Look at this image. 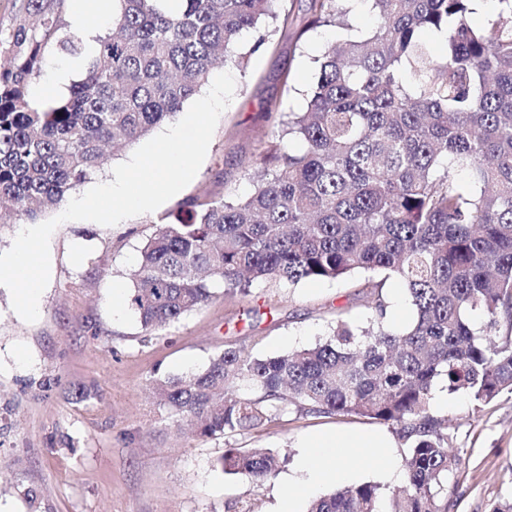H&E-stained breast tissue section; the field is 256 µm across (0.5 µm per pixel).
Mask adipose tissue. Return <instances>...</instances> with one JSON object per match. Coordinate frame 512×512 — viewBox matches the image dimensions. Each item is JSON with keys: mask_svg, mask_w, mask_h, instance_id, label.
Wrapping results in <instances>:
<instances>
[{"mask_svg": "<svg viewBox=\"0 0 512 512\" xmlns=\"http://www.w3.org/2000/svg\"><path fill=\"white\" fill-rule=\"evenodd\" d=\"M393 445V439L379 431H325L308 436L304 441L303 463L288 478L290 490L282 512H296V500L323 482L349 480L352 475L349 460L385 458Z\"/></svg>", "mask_w": 512, "mask_h": 512, "instance_id": "adipose-tissue-1", "label": "adipose tissue"}]
</instances>
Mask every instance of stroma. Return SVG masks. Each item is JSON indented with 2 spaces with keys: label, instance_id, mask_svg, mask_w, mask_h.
<instances>
[{
  "label": "stroma",
  "instance_id": "1",
  "mask_svg": "<svg viewBox=\"0 0 512 512\" xmlns=\"http://www.w3.org/2000/svg\"><path fill=\"white\" fill-rule=\"evenodd\" d=\"M281 11L289 19L270 22L266 45L255 47V33L246 32L237 47L244 63L223 64L236 80L234 97L182 191L113 226L60 224L36 322H25L0 288V512H278L308 435L379 430L364 418L291 410L254 430L201 437L177 430L152 395L156 381L203 370L225 347L279 355L324 341L338 319L365 322L367 299L352 281L293 288L267 281L245 295L219 291L153 331L142 327L130 302L139 248L161 218L193 197L249 195L247 162L273 129L267 100L301 111L318 76L317 57L343 37L335 27L310 28L307 0H283ZM60 69L75 79L82 72L76 60L48 54L31 83L34 102L62 97L53 80ZM435 394L448 398L433 412L451 419L461 450L448 478V512H492L512 497V396H499L476 416L465 393ZM228 448H270L288 461L274 479L255 483L224 472Z\"/></svg>",
  "mask_w": 512,
  "mask_h": 512
}]
</instances>
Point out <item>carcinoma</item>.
I'll list each match as a JSON object with an SVG mask.
<instances>
[{
  "mask_svg": "<svg viewBox=\"0 0 512 512\" xmlns=\"http://www.w3.org/2000/svg\"><path fill=\"white\" fill-rule=\"evenodd\" d=\"M66 0H21L0 41V223L34 221L90 179L105 149L183 110L244 31L282 19L280 0H112L85 55ZM349 0H309L310 26L357 30ZM374 27L327 49L302 112L272 131L254 191L193 198L141 247L131 303L142 327L178 322L215 289L288 286L358 273L397 278L413 312L385 322L369 279L365 325L338 319L312 347L266 357L233 347L207 368L157 383L173 423L200 436L257 428L290 408L387 426L406 449V484L388 512H447L461 449L431 411L433 389L465 393L475 413L512 394V0L483 27L475 0H369ZM441 33L434 59L425 35ZM56 52L82 62L68 93L36 104L31 80ZM300 142L297 151L290 142ZM247 382L255 397L236 393ZM286 458L227 448L224 472L261 482ZM366 482L313 499L307 512H381Z\"/></svg>",
  "mask_w": 512,
  "mask_h": 512,
  "instance_id": "cac0c4a2",
  "label": "carcinoma"
}]
</instances>
